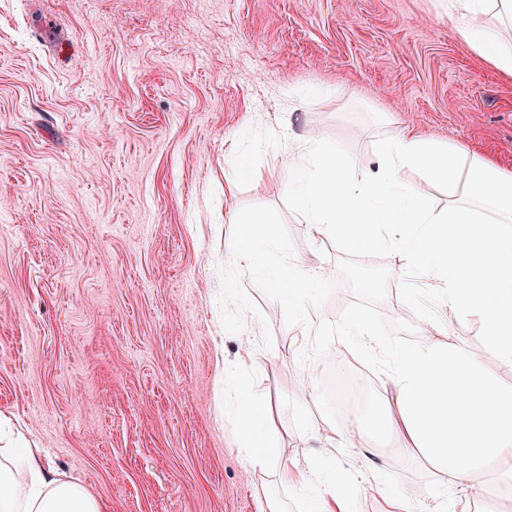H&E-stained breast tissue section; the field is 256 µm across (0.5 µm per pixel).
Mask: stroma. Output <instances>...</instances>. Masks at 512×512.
Wrapping results in <instances>:
<instances>
[{"instance_id":"stroma-1","label":"stroma","mask_w":512,"mask_h":512,"mask_svg":"<svg viewBox=\"0 0 512 512\" xmlns=\"http://www.w3.org/2000/svg\"><path fill=\"white\" fill-rule=\"evenodd\" d=\"M456 0H0V413L106 512H315L311 491L243 470L219 371L258 347L246 384L268 395L299 469L331 460L355 477L358 512H418L470 500L512 512L500 473L466 490L395 442L352 448L333 433L332 394L302 388L311 338L248 274L260 308L227 334L218 297L232 263L235 208L275 207L294 257L332 271L320 311L355 299L332 238L313 236L288 193L286 156L303 141L374 167L407 125L512 171V76L448 28ZM261 182L240 175L242 157ZM416 275L392 278L379 306L406 308ZM441 343L484 344L476 319L429 304ZM271 330L272 348L261 345Z\"/></svg>"}]
</instances>
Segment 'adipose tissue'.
<instances>
[{
	"label": "adipose tissue",
	"instance_id": "adipose-tissue-1",
	"mask_svg": "<svg viewBox=\"0 0 512 512\" xmlns=\"http://www.w3.org/2000/svg\"><path fill=\"white\" fill-rule=\"evenodd\" d=\"M490 16L512 18V0H462L448 26L486 63L512 76V40L487 24ZM285 168L288 191L313 234L352 248L396 250L403 270L439 280L457 314L477 319L488 346L512 362V171L410 126L381 144L371 171L355 172L335 147L309 141ZM407 168L446 185L445 210L435 211L401 180ZM254 361L247 342L238 364L224 368L230 393L224 413L236 424L246 476L275 471L284 482L313 489L321 512H352L349 484L327 469L301 471L281 448L268 397L240 382L243 365ZM387 376L394 399L361 421H342L340 433L357 427L378 439L400 435L407 452L468 487L512 459V386L485 374L465 348L422 342L394 349ZM459 457L468 460L467 469L456 470ZM0 512H105V505L46 468L38 449L19 448L0 432Z\"/></svg>",
	"mask_w": 512,
	"mask_h": 512
}]
</instances>
